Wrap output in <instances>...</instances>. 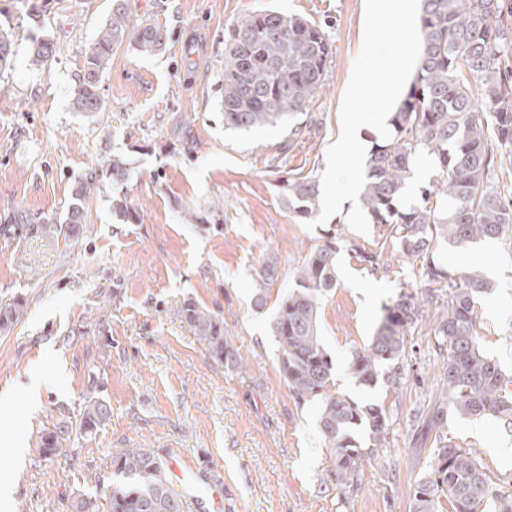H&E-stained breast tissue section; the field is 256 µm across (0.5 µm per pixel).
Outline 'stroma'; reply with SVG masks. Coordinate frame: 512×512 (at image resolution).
I'll use <instances>...</instances> for the list:
<instances>
[{
  "mask_svg": "<svg viewBox=\"0 0 512 512\" xmlns=\"http://www.w3.org/2000/svg\"><path fill=\"white\" fill-rule=\"evenodd\" d=\"M111 0H0V31L15 54L0 72V219L29 222L0 234V306L27 305L0 332V475L13 477L11 512H110L114 461L125 448L152 449L171 485L197 475L184 512H411V493L431 459L418 436L441 378L433 331L440 314L424 306L409 332L406 384H360L354 350L375 334L384 304L407 287L431 291L419 269L385 249L378 270L340 251V284L319 309L321 343L334 364L331 392L387 410L386 447L357 485L336 479L319 431V399L296 401L279 372L271 322L295 273L332 237L374 250L379 233L353 230L345 214L314 229L283 202L285 181L320 179L340 135L339 110L363 38L364 0H127L138 22L160 25L166 49L113 52L99 83L101 111L72 105L89 46ZM296 14L328 33L332 58L324 90L294 120L248 132L224 127V31L263 10ZM54 45L35 68L33 40ZM127 159L131 218L112 207L100 177L85 202L80 235L46 238L34 225L63 223L75 184L101 158ZM278 258L264 304L255 283L263 259ZM439 260L465 270L498 267L489 314L477 301L483 352L512 370V241L494 252L444 248ZM192 301L224 322L238 366L212 358L177 311ZM38 390H31V376ZM110 409L106 424L48 457L40 438L75 423L86 400ZM24 429V460L11 454ZM448 435L476 450L490 476L512 487V432L491 419H448Z\"/></svg>",
  "mask_w": 512,
  "mask_h": 512,
  "instance_id": "obj_1",
  "label": "stroma"
}]
</instances>
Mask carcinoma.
<instances>
[{
    "instance_id": "1",
    "label": "carcinoma",
    "mask_w": 512,
    "mask_h": 512,
    "mask_svg": "<svg viewBox=\"0 0 512 512\" xmlns=\"http://www.w3.org/2000/svg\"><path fill=\"white\" fill-rule=\"evenodd\" d=\"M422 50L408 92L390 113L391 138L369 152L367 181L360 203L372 223L387 228L392 248L416 263L429 284L448 292L446 309L434 336L448 351L442 390L426 419L434 433L431 473L416 484L412 512H438L439 495H448L452 512H512V490L492 481L476 452L444 436L448 416L492 418L512 426V372L480 348L475 299L491 288L478 268L456 273L437 262L440 247L463 248L482 238L512 234V199L494 181L493 144L512 145V0H420ZM167 31L136 23L124 0H112V12L86 54L84 73L73 91L78 112H98L100 77L112 51L124 43L145 55L162 52ZM331 43L323 30L304 17L276 10L233 22L224 37V127L249 130L275 124L305 111L323 86ZM53 56L52 44L33 42L31 64L41 67ZM429 156L437 183L421 190V201L400 204L413 165ZM100 170L112 182L113 209L130 217L127 161L106 157ZM98 186L97 173L79 181L65 224L44 222L36 231L46 237L61 231L74 235L85 223L84 201ZM454 206L448 207V199ZM284 203L308 219L320 206V190L310 177L291 180ZM337 239L326 241L296 271L295 286L282 299L272 322L279 346V369L299 401L321 399L319 428L330 449L340 481L357 479L369 461L386 447L389 419L374 404L358 405L329 392L334 370L319 336L318 313L325 293L338 286ZM277 257L268 255L255 284L261 305L275 278ZM423 298L403 289L384 315L371 342L352 354L353 375L363 385L384 378L391 388L406 380L408 330L420 318ZM26 313L18 299L0 307V331ZM218 361L238 366L224 321L193 302L177 310ZM109 418L104 401L90 399L79 426L63 425L40 439L41 453H66L72 434L86 435ZM361 428L367 446L354 437ZM109 486L110 512H183L182 499L170 486L163 467L149 448H125L115 461Z\"/></svg>"
}]
</instances>
